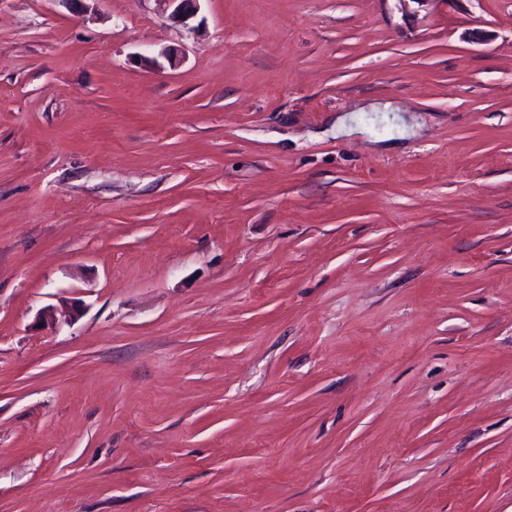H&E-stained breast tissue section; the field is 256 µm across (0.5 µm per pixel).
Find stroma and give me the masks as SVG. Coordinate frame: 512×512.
Here are the masks:
<instances>
[{
  "label": "stroma",
  "mask_w": 512,
  "mask_h": 512,
  "mask_svg": "<svg viewBox=\"0 0 512 512\" xmlns=\"http://www.w3.org/2000/svg\"><path fill=\"white\" fill-rule=\"evenodd\" d=\"M0 512H512V0H0Z\"/></svg>",
  "instance_id": "1"
}]
</instances>
